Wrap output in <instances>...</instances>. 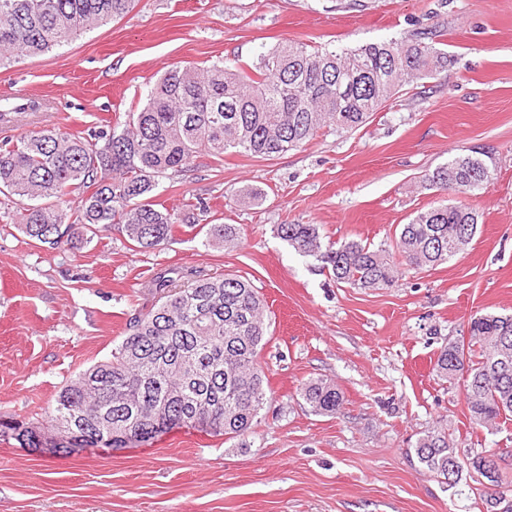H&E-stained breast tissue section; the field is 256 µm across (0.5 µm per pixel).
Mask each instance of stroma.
<instances>
[{"mask_svg": "<svg viewBox=\"0 0 512 512\" xmlns=\"http://www.w3.org/2000/svg\"><path fill=\"white\" fill-rule=\"evenodd\" d=\"M425 30L441 33L447 71L404 86L358 130L320 133L271 160L201 154L159 179L156 202L234 225L233 247L179 230L135 252L114 227L51 250L0 221L2 416L44 422L60 389L152 308L161 270L241 276L271 317L260 353L269 399L249 433L181 428L148 446L67 455L0 434V512H485L471 460L512 449V424L471 429L461 382L434 362L472 317L512 314V0H134L122 18L0 70V100L28 106L0 122V141L43 126L101 130L174 65L249 64L284 41L350 48ZM474 147L492 157L487 189L466 198L425 185V173ZM251 190L260 203L246 200ZM462 200L480 214L465 252L380 290L336 283L276 233L316 224L325 241L388 248L416 211ZM316 379L340 391L336 414L303 400ZM436 427L464 464L452 487L414 456Z\"/></svg>", "mask_w": 512, "mask_h": 512, "instance_id": "obj_1", "label": "stroma"}]
</instances>
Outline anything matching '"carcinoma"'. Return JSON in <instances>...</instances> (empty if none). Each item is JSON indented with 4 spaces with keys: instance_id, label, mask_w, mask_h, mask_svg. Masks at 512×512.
Wrapping results in <instances>:
<instances>
[{
    "instance_id": "cac0c4a2",
    "label": "carcinoma",
    "mask_w": 512,
    "mask_h": 512,
    "mask_svg": "<svg viewBox=\"0 0 512 512\" xmlns=\"http://www.w3.org/2000/svg\"><path fill=\"white\" fill-rule=\"evenodd\" d=\"M133 0H0V67L59 49L73 38L129 12ZM436 35L391 38L354 48L285 41L261 51L250 71L215 63L173 66L147 87L145 104L124 123L88 136L51 127L0 144V194L22 204L19 230L51 249L91 241L114 224L131 244L157 250L181 227L205 246L233 245L229 224H188L153 201L158 180L189 170L194 157L235 152L275 158L325 129L361 127L405 84L448 67ZM487 152L460 150L425 180L438 191L472 195L492 179ZM80 195L77 206L67 197ZM469 204L420 210L401 225L390 249L358 240L333 247L316 224H279L277 235L354 288L392 287L406 272L463 252L477 232ZM157 303L134 314L111 357L80 372L48 411L67 434L48 441L44 426L0 418V433L23 446L125 448L177 428L237 437L257 421L268 386L259 355L268 323L258 291L237 275L205 277L168 269L156 275ZM436 370L462 380L471 423L491 429L512 421V315L471 318L468 340L442 347ZM303 399L335 414L342 396L322 380L305 384ZM418 462L457 482L448 459L459 455L435 429L415 444ZM497 487V454L472 461Z\"/></svg>"
}]
</instances>
